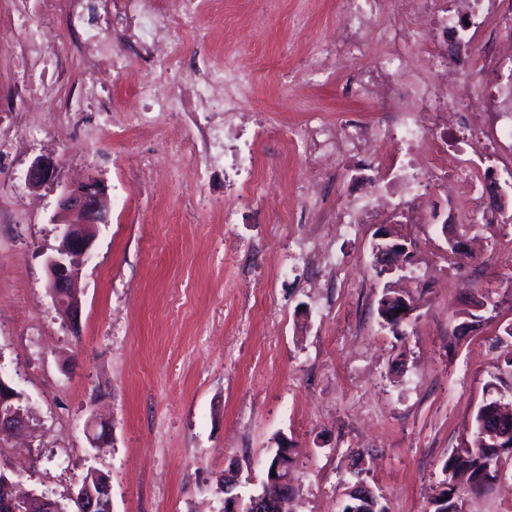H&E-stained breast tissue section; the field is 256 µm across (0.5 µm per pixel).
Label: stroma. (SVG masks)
I'll list each match as a JSON object with an SVG mask.
<instances>
[{
	"mask_svg": "<svg viewBox=\"0 0 512 512\" xmlns=\"http://www.w3.org/2000/svg\"><path fill=\"white\" fill-rule=\"evenodd\" d=\"M338 0H311L306 26L292 0H206L208 42L185 38L178 75L200 76L230 62L247 43L268 61L233 121L231 138L268 120L258 158L272 172L257 196L238 201L224 168L207 157V130L220 112L164 117L142 110L130 89L154 63L130 55L104 30L95 56L98 93L118 114L85 96L84 30L100 15H57L48 55L65 67L70 105L58 109L21 94L11 52L20 33L13 11L41 17L40 0H0V377L22 396L25 434L0 439V469L21 470L24 488L62 498L94 467L111 478L112 512H224L219 480L233 472L242 496L260 491L276 448H292L296 493L288 512H340L348 486L363 482L388 512H429L447 479L446 460L471 439L487 383L500 373L495 344L512 324V149L462 165L505 184L506 209L481 231L467 229L434 180L422 186L436 219L406 224L405 268L377 276L372 241L397 223L389 203L370 223H304L298 188L313 173L297 129L349 118L381 122L386 104L349 97L344 71L308 90L298 110L283 71L300 72L336 22ZM126 60L112 69V58ZM197 148L175 159L181 136ZM376 142L351 152L330 197L357 198L380 179ZM58 164L54 183L29 187L39 157ZM95 175L111 212L99 226L79 280V331L54 308L45 261L58 245L57 200L64 185ZM474 255L458 260L447 234ZM413 310L393 333L377 312L384 292ZM489 304L466 331L473 298ZM112 423V442L91 447L90 413ZM463 512H512V457L486 490L456 480Z\"/></svg>",
	"mask_w": 512,
	"mask_h": 512,
	"instance_id": "obj_1",
	"label": "stroma"
}]
</instances>
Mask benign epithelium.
<instances>
[{
  "label": "benign epithelium",
  "instance_id": "obj_1",
  "mask_svg": "<svg viewBox=\"0 0 512 512\" xmlns=\"http://www.w3.org/2000/svg\"><path fill=\"white\" fill-rule=\"evenodd\" d=\"M57 164L49 157L36 159L26 176L27 184L38 188L55 181ZM110 202L104 185L94 176L67 185L57 201V228L59 245L56 254L47 260V290L59 314L73 330H78L82 304L77 282L83 266L91 259L93 240L98 225L109 223ZM411 241L388 225H381L374 234L372 253L375 268L383 274L396 272L402 258L410 253ZM387 325L398 330L413 310L411 301L402 295H387ZM21 396L0 377V435H12L27 427L20 406ZM85 430L93 448H101L112 440V424L92 414ZM293 456L291 449H276L267 468L262 492L243 499L235 493V482H224V512H283V505L295 493L291 477ZM98 480L95 485L85 482L69 495L78 502L79 512H112V488L109 475L93 468ZM20 482L18 474L0 476V505L7 506L12 490Z\"/></svg>",
  "mask_w": 512,
  "mask_h": 512
}]
</instances>
